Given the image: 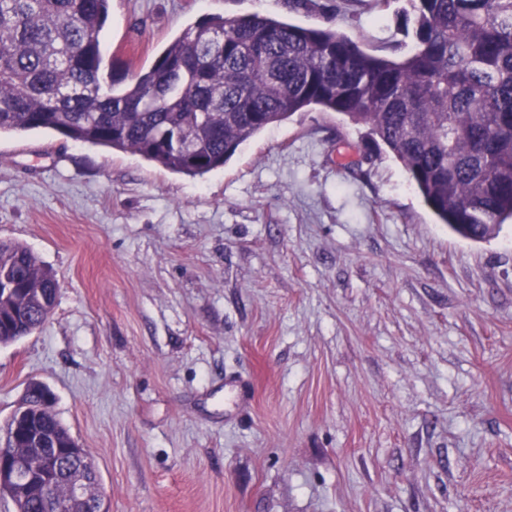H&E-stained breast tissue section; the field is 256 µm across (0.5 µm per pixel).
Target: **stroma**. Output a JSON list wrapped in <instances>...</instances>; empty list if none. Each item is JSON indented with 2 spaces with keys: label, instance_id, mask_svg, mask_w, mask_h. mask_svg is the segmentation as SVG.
<instances>
[{
  "label": "stroma",
  "instance_id": "obj_1",
  "mask_svg": "<svg viewBox=\"0 0 512 512\" xmlns=\"http://www.w3.org/2000/svg\"><path fill=\"white\" fill-rule=\"evenodd\" d=\"M111 0L124 74L210 14L413 45L407 0ZM0 241L56 306L0 345V425L29 382L109 512H512V223L437 222L365 127L313 109L176 174L51 130L0 135Z\"/></svg>",
  "mask_w": 512,
  "mask_h": 512
}]
</instances>
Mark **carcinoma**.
<instances>
[{
    "instance_id": "obj_1",
    "label": "carcinoma",
    "mask_w": 512,
    "mask_h": 512,
    "mask_svg": "<svg viewBox=\"0 0 512 512\" xmlns=\"http://www.w3.org/2000/svg\"><path fill=\"white\" fill-rule=\"evenodd\" d=\"M413 48L371 53L328 24L212 14L184 29L131 78L106 72L100 33L110 0H0V134L50 129L136 154L186 176L224 167L249 139L313 108L368 129L402 164L439 221L472 241L512 219V0H410ZM0 344L37 330L55 275L19 244L0 243ZM20 405L49 428L68 492L72 465L96 472L43 403ZM7 451L37 458L23 428ZM14 512H43L4 486Z\"/></svg>"
}]
</instances>
